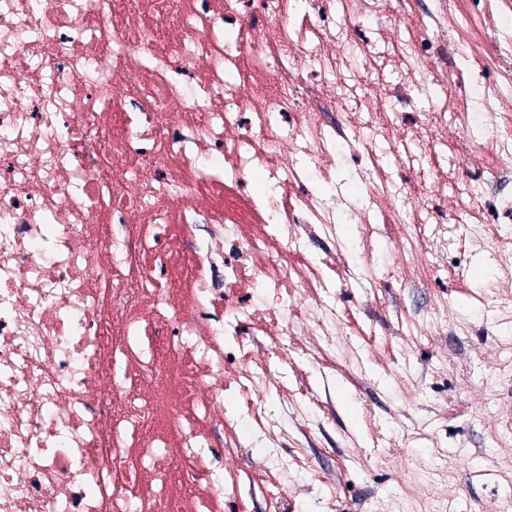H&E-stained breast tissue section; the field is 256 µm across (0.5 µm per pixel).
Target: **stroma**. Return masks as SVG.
Instances as JSON below:
<instances>
[{
  "mask_svg": "<svg viewBox=\"0 0 512 512\" xmlns=\"http://www.w3.org/2000/svg\"><path fill=\"white\" fill-rule=\"evenodd\" d=\"M393 236L377 237L372 258L381 286L336 288L344 331L357 349L358 378L318 354L309 337L292 341L291 387L329 390L335 411L310 442L317 468L293 472L292 512H512V436L496 434L498 406L512 402V310L487 288L493 241L471 255L465 287L403 288ZM441 307L457 331L424 336L403 352L395 313ZM338 479L323 482L321 469Z\"/></svg>",
  "mask_w": 512,
  "mask_h": 512,
  "instance_id": "stroma-1",
  "label": "stroma"
}]
</instances>
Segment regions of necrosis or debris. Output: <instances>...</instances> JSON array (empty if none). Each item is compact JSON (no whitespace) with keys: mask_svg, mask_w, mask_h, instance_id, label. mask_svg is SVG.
Here are the masks:
<instances>
[{"mask_svg":"<svg viewBox=\"0 0 512 512\" xmlns=\"http://www.w3.org/2000/svg\"><path fill=\"white\" fill-rule=\"evenodd\" d=\"M373 6L0 0V512L243 499L225 449L250 429L287 447L280 414L308 419L284 364L253 359L250 295L274 318L310 291L280 334L336 344L327 268L293 259L306 244L374 288L368 256L396 224L424 265L404 285L468 276L512 216V33L449 39L484 0H448L447 25L410 37L402 14L364 27ZM450 130L472 154L449 153ZM241 393L277 407L227 411Z\"/></svg>","mask_w":512,"mask_h":512,"instance_id":"necrosis-or-debris-1","label":"necrosis or debris"}]
</instances>
